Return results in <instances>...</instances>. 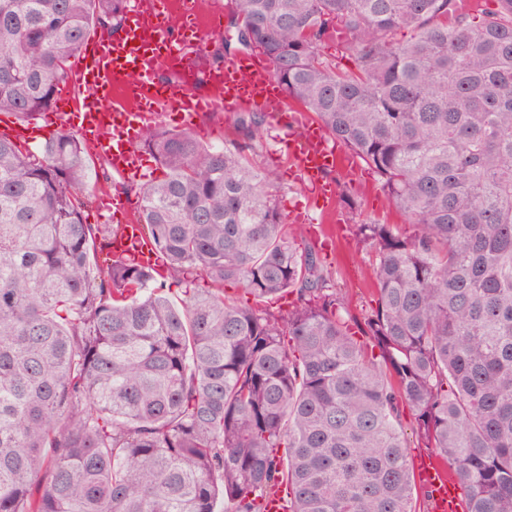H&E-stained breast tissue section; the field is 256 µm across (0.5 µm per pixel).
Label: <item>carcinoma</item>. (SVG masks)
I'll list each match as a JSON object with an SVG mask.
<instances>
[{"label":"carcinoma","mask_w":512,"mask_h":512,"mask_svg":"<svg viewBox=\"0 0 512 512\" xmlns=\"http://www.w3.org/2000/svg\"><path fill=\"white\" fill-rule=\"evenodd\" d=\"M127 7L0 0V112L50 109L90 32L113 36ZM230 14L412 232L356 225L378 261L376 306L355 320L287 235L276 172L246 161L266 115L241 112L222 148L142 132L164 177L123 190L163 273L99 266L118 227L83 220L81 140L61 126L24 152L0 135V512H265L282 489L288 512H417L408 417L464 512H512V0H230ZM338 27L348 72L319 54ZM197 279L210 287L164 294Z\"/></svg>","instance_id":"1"}]
</instances>
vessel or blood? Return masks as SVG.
Returning <instances> with one entry per match:
<instances>
[{
	"label": "vessel or blood",
	"instance_id": "1",
	"mask_svg": "<svg viewBox=\"0 0 512 512\" xmlns=\"http://www.w3.org/2000/svg\"><path fill=\"white\" fill-rule=\"evenodd\" d=\"M212 32L206 14L189 16L184 0H133L119 36L85 41L56 93L55 109L73 115L71 128L90 154L108 162L117 175L139 179L146 175V164L135 143L164 113L260 110L280 128L282 149L295 179L312 192L324 217L334 218L336 188L325 175L348 166L351 158L319 124L291 114L281 86L260 54L228 58L223 66L210 69L204 94L183 78L160 80L170 51L199 47ZM101 202V213L123 216L107 254L154 265L157 257L133 206L118 196L102 197ZM415 472L430 494L434 512H463L461 491L436 457L418 456Z\"/></svg>",
	"mask_w": 512,
	"mask_h": 512
}]
</instances>
